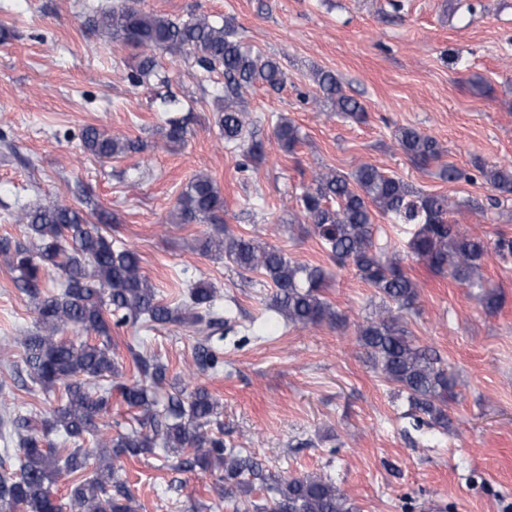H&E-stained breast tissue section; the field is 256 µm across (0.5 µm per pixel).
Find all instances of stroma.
Segmentation results:
<instances>
[{"label":"stroma","mask_w":512,"mask_h":512,"mask_svg":"<svg viewBox=\"0 0 512 512\" xmlns=\"http://www.w3.org/2000/svg\"><path fill=\"white\" fill-rule=\"evenodd\" d=\"M111 5L0 0V398L42 412L58 401L17 387L21 338L35 313L4 254L26 239V207L52 197L86 206L92 220L110 214L109 238L138 250L165 303L183 302L190 284L205 282L240 323L274 320L261 274L203 255L198 243L210 225L172 221L184 184L205 173L224 195L233 234L331 270L324 297L342 321L225 340L217 373L198 370L193 333L127 325L112 331L125 373L135 351L158 357L172 378L195 370V384L221 404L225 443L250 449L276 475L332 478L361 512H512V256H489L481 268L499 296L490 313L473 289L412 258L411 225L375 218L376 244L399 254L418 284L405 325L455 380L454 427L442 433L415 428L406 398L357 340L358 325L382 309L376 288L354 268L334 269L320 240L295 221L316 172L368 162L461 202L454 218L470 234L512 239V197H495L474 166L512 163V0H142L145 11L174 20L205 15L227 24L243 46L280 61V89L242 94L263 147L246 170L215 124L223 74L205 72L189 54L164 55L168 84L133 83V49L93 24ZM319 69L364 105L367 123L313 107ZM167 93L183 103L185 141L175 147L162 134L159 97ZM281 116L302 136L291 154L272 137ZM88 126L141 148L93 157L81 138ZM402 126L435 137L440 162L413 164L394 139ZM448 165L464 179H443ZM178 460L174 449L158 448L124 461L137 512H235L236 501L213 493L214 476L180 470Z\"/></svg>","instance_id":"35a3bbf8"}]
</instances>
